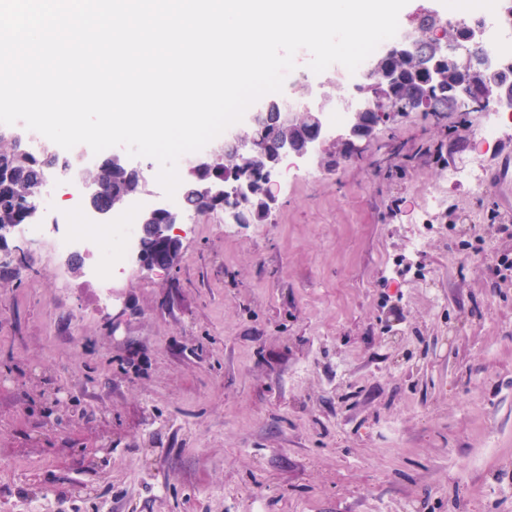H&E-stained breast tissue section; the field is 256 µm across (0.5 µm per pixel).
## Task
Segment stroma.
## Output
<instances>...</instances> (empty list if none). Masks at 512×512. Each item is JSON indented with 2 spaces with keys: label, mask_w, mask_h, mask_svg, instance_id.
I'll return each mask as SVG.
<instances>
[{
  "label": "stroma",
  "mask_w": 512,
  "mask_h": 512,
  "mask_svg": "<svg viewBox=\"0 0 512 512\" xmlns=\"http://www.w3.org/2000/svg\"><path fill=\"white\" fill-rule=\"evenodd\" d=\"M477 120L406 113L362 157L325 165V143L266 222L187 219L175 270L116 289L118 328L60 255L5 281L0 503L512 512V279L488 275L512 253V131L489 148ZM438 142L443 162L419 155ZM453 160L481 167V190L443 184ZM439 185L447 203L424 218ZM61 386L75 419L48 434L43 397ZM76 481L96 498L73 497Z\"/></svg>",
  "instance_id": "stroma-1"
}]
</instances>
